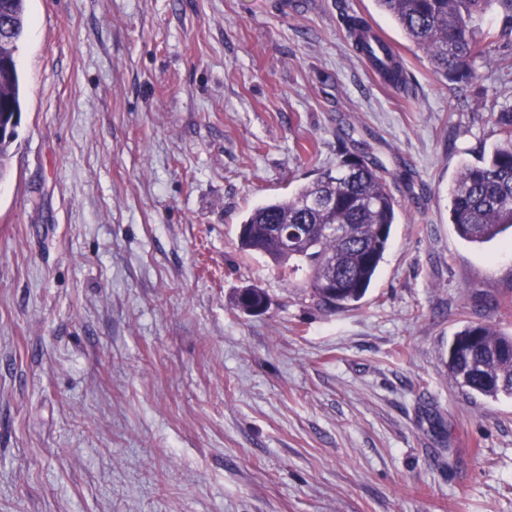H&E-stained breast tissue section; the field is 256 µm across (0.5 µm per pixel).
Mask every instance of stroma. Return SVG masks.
Segmentation results:
<instances>
[{
    "label": "stroma",
    "mask_w": 512,
    "mask_h": 512,
    "mask_svg": "<svg viewBox=\"0 0 512 512\" xmlns=\"http://www.w3.org/2000/svg\"><path fill=\"white\" fill-rule=\"evenodd\" d=\"M27 13L0 182V512H512V398L446 364L466 322L512 333V239L462 240L448 192L512 105L504 12L465 86L375 0ZM352 13L408 93L357 54ZM344 144L400 208L373 285L331 314L237 243ZM251 285L263 314L234 304Z\"/></svg>",
    "instance_id": "35a3bbf8"
}]
</instances>
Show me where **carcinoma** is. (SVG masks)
Here are the masks:
<instances>
[{
  "label": "carcinoma",
  "instance_id": "obj_1",
  "mask_svg": "<svg viewBox=\"0 0 512 512\" xmlns=\"http://www.w3.org/2000/svg\"><path fill=\"white\" fill-rule=\"evenodd\" d=\"M435 72L459 84L479 79L476 62L489 53L483 17L494 7L512 19V0H376ZM0 176L16 138L22 112L19 42L26 26V0H0ZM355 46L382 78L407 86L402 61L360 16L348 19ZM502 138L493 150L464 166L451 189L450 223L459 237L483 244L512 230V111L493 114ZM398 201L380 165L341 149L336 169L322 171L291 196L253 208L243 219L239 248L269 260L290 288L309 290L328 312L358 304L374 281L396 221ZM305 241L285 245L282 232ZM453 380L471 394L512 397V334L487 323H468L448 347Z\"/></svg>",
  "mask_w": 512,
  "mask_h": 512
}]
</instances>
